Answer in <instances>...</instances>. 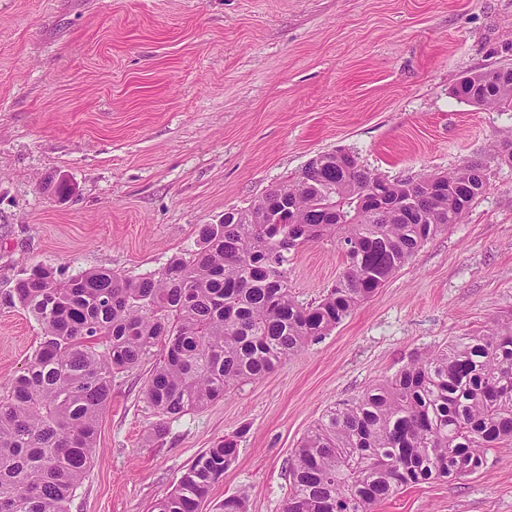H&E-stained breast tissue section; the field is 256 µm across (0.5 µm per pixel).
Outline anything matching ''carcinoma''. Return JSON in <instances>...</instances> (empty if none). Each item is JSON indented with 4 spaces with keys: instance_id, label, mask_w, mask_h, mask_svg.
Wrapping results in <instances>:
<instances>
[{
    "instance_id": "carcinoma-1",
    "label": "carcinoma",
    "mask_w": 512,
    "mask_h": 512,
    "mask_svg": "<svg viewBox=\"0 0 512 512\" xmlns=\"http://www.w3.org/2000/svg\"><path fill=\"white\" fill-rule=\"evenodd\" d=\"M462 102L512 110V76L482 73L453 87ZM467 160L428 179L390 181L345 150L319 154L288 183L220 224L159 272L129 278L89 269L68 278L38 264L11 299L42 330L23 371L0 394V512H69L90 468L112 382L160 349L145 400L166 424L258 380L349 317L486 193ZM330 241L344 269L318 301L288 288L289 257ZM239 433L198 454L153 512H199L234 462ZM512 441V325L458 336L327 410L288 462L282 512H370L429 480L479 471ZM249 493L222 512H247Z\"/></svg>"
}]
</instances>
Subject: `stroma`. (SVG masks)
<instances>
[{
    "label": "stroma",
    "mask_w": 512,
    "mask_h": 512,
    "mask_svg": "<svg viewBox=\"0 0 512 512\" xmlns=\"http://www.w3.org/2000/svg\"><path fill=\"white\" fill-rule=\"evenodd\" d=\"M512 66V0H0V388L41 336L10 301L48 263L137 278L192 252L201 225L248 207L319 154L351 151L390 180L488 167L489 188L328 335L263 378L171 421L143 396L145 361L116 379L69 512H151L191 461L241 432L200 512L249 488L282 512L286 466L330 407L455 337L512 322V111L452 92ZM64 180L72 193L53 195ZM343 268L336 245L288 263L314 302ZM372 512H512V442L484 467L409 487Z\"/></svg>",
    "instance_id": "1"
}]
</instances>
